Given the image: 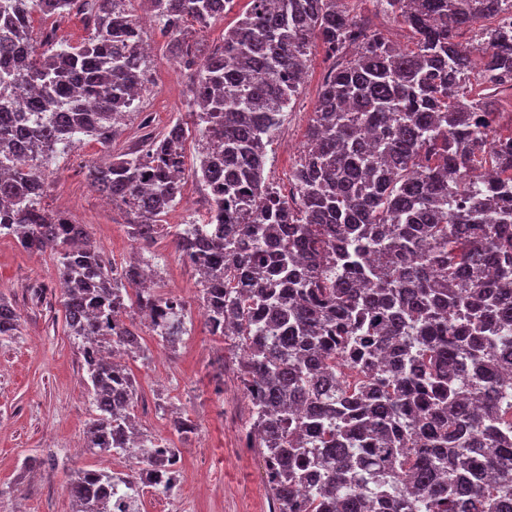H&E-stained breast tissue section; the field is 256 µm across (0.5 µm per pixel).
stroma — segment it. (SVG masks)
<instances>
[{"instance_id": "stroma-1", "label": "stroma", "mask_w": 512, "mask_h": 512, "mask_svg": "<svg viewBox=\"0 0 512 512\" xmlns=\"http://www.w3.org/2000/svg\"><path fill=\"white\" fill-rule=\"evenodd\" d=\"M152 45L150 92L144 110L162 130L185 113L190 76L175 64L159 27L148 33ZM330 62L313 47L302 88L286 109L278 140L268 153L274 182L287 185L307 140V130ZM101 147L89 140L59 153L46 167L42 205L86 225L112 263L139 256L157 270L162 292L180 296L191 320L189 336L169 348L141 329L144 355L122 362L135 376V412L148 434L181 451V495L174 500L146 496L147 512H272L267 468L258 449L244 438L249 406L233 356L222 337L210 335L200 313L197 276L178 257L172 237L134 241L117 206L85 179L82 167L98 160ZM0 294L10 298L20 317L16 336L0 340V512H72V469L130 470L131 461L86 448L83 430L92 414L82 359L67 335L59 303L61 290L51 253L24 250L0 237ZM224 357V380L216 382L214 362ZM188 416L198 434L181 442L171 426L173 413ZM43 466L24 468L27 457Z\"/></svg>"}]
</instances>
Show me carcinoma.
<instances>
[{
    "label": "carcinoma",
    "instance_id": "1",
    "mask_svg": "<svg viewBox=\"0 0 512 512\" xmlns=\"http://www.w3.org/2000/svg\"><path fill=\"white\" fill-rule=\"evenodd\" d=\"M131 0H0V236L56 261L73 340L143 352L133 309L169 345L186 306L109 262L87 225L41 206L44 164L91 138L108 153L130 117L140 147L84 166L131 236L152 242L192 177L205 219L176 225L213 336L233 342L247 447L273 512H512V0H379L401 46L344 0H249L212 47L194 36L231 0H143L190 72V122L150 129L149 57ZM81 17L77 45L34 16ZM480 44L461 41L476 24ZM333 60L288 188L268 147L315 40ZM27 86L21 99L16 88ZM0 297V339L16 335ZM85 447L153 448L133 433L136 381L85 348ZM179 438L195 423L172 422ZM75 512H112V472L77 469Z\"/></svg>",
    "mask_w": 512,
    "mask_h": 512
}]
</instances>
